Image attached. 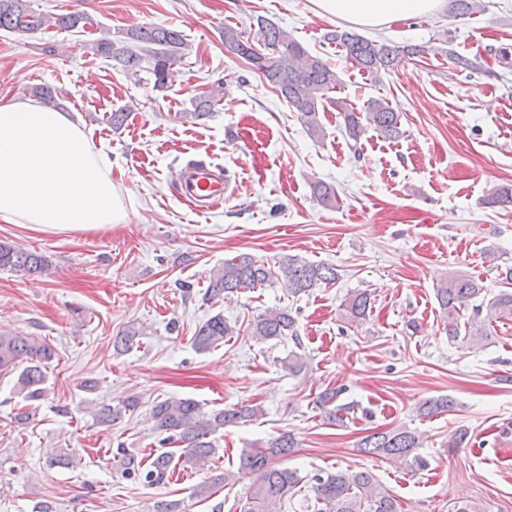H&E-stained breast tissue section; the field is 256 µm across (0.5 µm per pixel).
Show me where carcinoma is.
Listing matches in <instances>:
<instances>
[{
  "label": "carcinoma",
  "instance_id": "obj_1",
  "mask_svg": "<svg viewBox=\"0 0 512 512\" xmlns=\"http://www.w3.org/2000/svg\"><path fill=\"white\" fill-rule=\"evenodd\" d=\"M476 0H451L453 17L465 18L475 13ZM93 23L84 11L43 13L33 10L28 0H0V30L22 34H36L48 28L61 31L83 29ZM324 41L340 49L350 64L371 78L391 72L411 57H421L428 48L421 45L399 46L367 38L352 30L330 29ZM225 49L242 59L274 89L298 114V119L314 140L325 136L320 113L328 107L336 108L343 119L345 134L357 148L368 130L390 141L402 135L400 113L388 102L368 99L356 108L338 98L329 96L341 84L336 69L319 54L311 53L302 43L292 38L277 24L262 16L256 19V28L249 32L230 25L224 26ZM92 54L114 61L130 77L141 80L146 74L158 90L166 88L171 71L186 55L187 43L182 32L164 26H135L129 28L121 39L105 34L89 46ZM226 94V84L218 79L209 92L193 100L194 109L184 114L190 119H200L211 112ZM316 200L324 206L338 205L336 189L325 182L313 184ZM512 203V187L492 191L484 200L491 206ZM47 266L46 257L34 250L0 244V268H9L33 274ZM338 279L332 267L315 264L297 256H285L270 267L250 254H240L224 260V265L210 279L205 300L212 301L254 288L284 282L293 294H300L320 284L335 283ZM484 288L471 277L450 276L440 281L436 300L441 314L448 320V338L463 334L483 339L488 336L486 322L512 318V291H502L488 301L481 300ZM472 309V315L461 322L462 312ZM371 310V294L366 291L351 295L346 302V316L352 321L366 319ZM487 320H482L481 315ZM251 336L258 340L280 339L295 332V319L286 308H272L256 316L249 323ZM238 332L236 326L218 313L196 329L192 343L200 352L208 351L224 342V338ZM57 356L54 347L28 336L0 332V372L11 373L21 368L16 388L24 401L34 403L44 399V369ZM340 391L328 389L319 395V405L334 419L345 408L336 404ZM138 400L129 398L112 407L104 405L95 411L96 417L113 422L124 413L134 410ZM448 397L430 398L418 407L422 416H433L453 408ZM262 414L257 405H240L230 409L205 411L192 398L165 399L152 406L155 433L165 445L176 444L182 448L184 462L205 466L214 452L209 437L240 420ZM296 447L293 434L284 432L269 439L257 448L242 451L237 474L251 479L247 512H281L282 504L307 488L306 512H398L394 498L367 471L350 473L345 470L315 474L306 481L295 470L273 465L276 458H284ZM420 438L406 426L374 432L360 440L359 448L371 456L391 461L413 458ZM113 458L122 475L139 479L149 486H160L174 472L173 456L159 454L150 464L118 445Z\"/></svg>",
  "mask_w": 512,
  "mask_h": 512
}]
</instances>
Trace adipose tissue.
I'll return each mask as SVG.
<instances>
[{"instance_id":"ef3b65f1","label":"adipose tissue","mask_w":512,"mask_h":512,"mask_svg":"<svg viewBox=\"0 0 512 512\" xmlns=\"http://www.w3.org/2000/svg\"><path fill=\"white\" fill-rule=\"evenodd\" d=\"M319 15L361 29L430 15L444 0H312ZM132 208L112 181V158L71 113L26 93L0 102V221L44 233L126 224Z\"/></svg>"}]
</instances>
